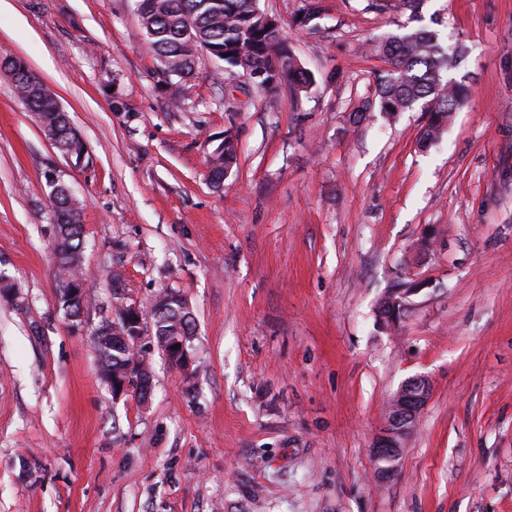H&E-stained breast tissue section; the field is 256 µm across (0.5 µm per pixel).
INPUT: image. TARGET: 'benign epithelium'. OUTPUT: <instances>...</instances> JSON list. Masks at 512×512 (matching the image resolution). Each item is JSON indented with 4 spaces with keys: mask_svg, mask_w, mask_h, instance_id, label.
<instances>
[{
    "mask_svg": "<svg viewBox=\"0 0 512 512\" xmlns=\"http://www.w3.org/2000/svg\"><path fill=\"white\" fill-rule=\"evenodd\" d=\"M423 282L415 281L409 288H396L384 297V305L390 311L385 317L386 327L397 330L409 310V297L420 291ZM170 298L161 293L152 299L150 309L144 310L136 305L122 307L123 318L128 332L121 334V343L132 351L122 374L112 381V396L118 400L130 394L143 403L147 402L152 389V374L146 363L139 360L138 350L145 335L146 325H154V318L169 307ZM179 348H174V345ZM168 360L174 366L184 370L191 357L185 338L169 336L163 345ZM432 383L425 375H415L405 379L389 399L386 423L372 443V457L378 479H390L405 447V443L416 427L420 415L431 398Z\"/></svg>",
    "mask_w": 512,
    "mask_h": 512,
    "instance_id": "obj_1",
    "label": "benign epithelium"
}]
</instances>
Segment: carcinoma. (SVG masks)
I'll list each match as a JSON object with an SVG mask.
<instances>
[{"label": "carcinoma", "instance_id": "1", "mask_svg": "<svg viewBox=\"0 0 512 512\" xmlns=\"http://www.w3.org/2000/svg\"><path fill=\"white\" fill-rule=\"evenodd\" d=\"M256 0H140L138 11L150 51L159 62L164 80H189L197 74L199 51L229 68L260 74L256 83L267 90L286 85L299 93L312 83V76L283 42L278 21L265 12H256ZM388 67L378 78V106L366 103L364 116L374 110L391 119L400 112L421 106L427 112L421 144L436 142L448 125V118L467 96L465 88L448 79L455 52L444 47L437 33L425 29L389 33L368 46ZM12 75L17 97L32 112L44 135L62 154H71L74 165L88 159L81 137L73 129L68 114L59 107L43 83L19 61L3 59ZM238 162V149L228 135L216 145L209 159L212 179H224ZM54 230V262L58 279L57 303L73 322H80L89 305V280L83 263L86 241L77 198L59 184L51 198ZM83 285L82 301L69 296L70 285ZM158 332L175 335L179 328L192 335V312L181 310ZM124 327L120 313L105 317L93 329L94 349L100 376L112 381L130 358L127 348L118 345L115 327Z\"/></svg>", "mask_w": 512, "mask_h": 512}]
</instances>
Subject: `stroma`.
<instances>
[{
	"label": "stroma",
	"instance_id": "stroma-1",
	"mask_svg": "<svg viewBox=\"0 0 512 512\" xmlns=\"http://www.w3.org/2000/svg\"><path fill=\"white\" fill-rule=\"evenodd\" d=\"M375 2L318 0L313 30L307 0H258L314 75L273 94L205 55L161 90L137 0H0V57L90 154L71 166L0 70V512H512V0ZM404 26L458 51L470 90L426 149L421 110L353 120L386 67L364 44ZM53 178L84 202L78 327L56 302ZM163 289L193 313L190 371L152 348L149 403L113 399L91 332ZM419 374L432 396L377 483L384 404ZM212 151L209 159V175L211 179L224 181V170H232L238 162L237 144L231 136L225 135ZM410 285L413 288H395L389 292L384 298V305L390 311V315L384 317L386 327L391 331L397 330L400 323L404 320L406 312L409 310V297L418 293L423 285L422 281H412Z\"/></svg>",
	"mask_w": 512,
	"mask_h": 512
}]
</instances>
